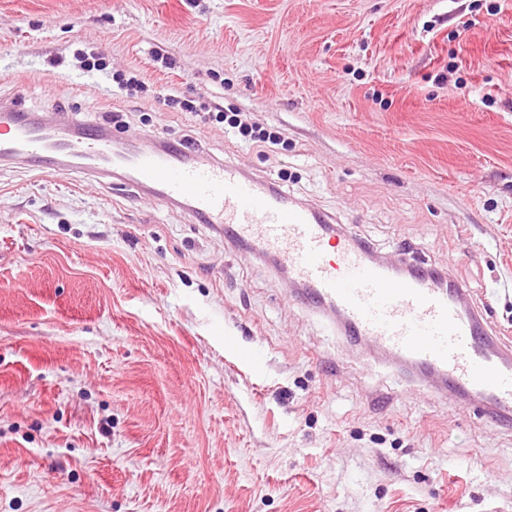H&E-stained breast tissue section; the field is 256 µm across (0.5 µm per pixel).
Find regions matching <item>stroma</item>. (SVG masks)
<instances>
[{
  "label": "stroma",
  "mask_w": 512,
  "mask_h": 512,
  "mask_svg": "<svg viewBox=\"0 0 512 512\" xmlns=\"http://www.w3.org/2000/svg\"><path fill=\"white\" fill-rule=\"evenodd\" d=\"M201 97L280 144L181 111ZM1 102L287 174L512 337V0H0ZM0 512H512V424L182 207L0 162Z\"/></svg>",
  "instance_id": "1"
}]
</instances>
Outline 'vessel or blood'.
Returning a JSON list of instances; mask_svg holds the SVG:
<instances>
[{
    "label": "vessel or blood",
    "mask_w": 512,
    "mask_h": 512,
    "mask_svg": "<svg viewBox=\"0 0 512 512\" xmlns=\"http://www.w3.org/2000/svg\"><path fill=\"white\" fill-rule=\"evenodd\" d=\"M26 157L43 174L105 170L155 196L190 207L235 242L283 260L309 307L336 311L350 334L439 379L445 391L500 419L512 418V342L489 331L452 279L421 269L397 275L370 261L349 235L336 234L314 210L226 163L204 165L178 144L144 152L115 148L96 130L71 136L0 109V160Z\"/></svg>",
    "instance_id": "b4317fda"
}]
</instances>
